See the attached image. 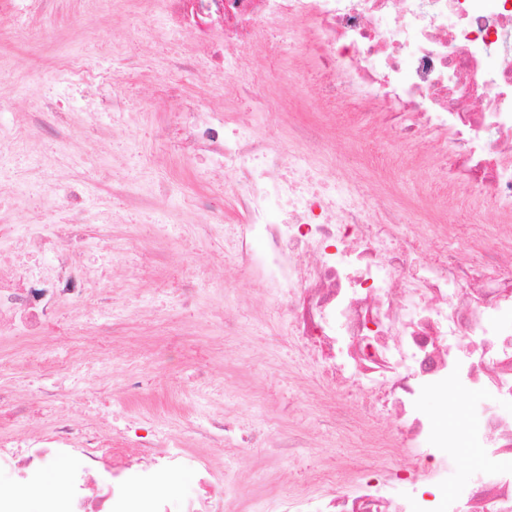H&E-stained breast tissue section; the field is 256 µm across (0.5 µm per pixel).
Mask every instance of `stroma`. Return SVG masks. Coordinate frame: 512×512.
<instances>
[{"instance_id": "35a3bbf8", "label": "stroma", "mask_w": 512, "mask_h": 512, "mask_svg": "<svg viewBox=\"0 0 512 512\" xmlns=\"http://www.w3.org/2000/svg\"><path fill=\"white\" fill-rule=\"evenodd\" d=\"M188 40L186 32L164 25L159 8L146 7L142 0H97L92 6L86 0H69L32 18L12 15L0 0V113L40 111L54 91L51 75L46 71L24 78L27 63L38 58L47 67L67 53L79 55L92 69L120 77L127 97L138 101L145 95L139 72L161 67ZM316 80L312 72L288 82L268 79L265 94L276 112L255 117L256 128L271 139L286 138L288 127L278 113L282 107L292 108L298 121L335 127L327 157L330 168L354 178L370 195L387 185L401 200L422 205L423 215L398 225L397 232L415 235L423 260L433 259L445 246L450 225L495 223L491 195L450 210L423 197V184L446 167L437 150H430L420 165L385 171L381 159L391 148L389 139L364 142L342 131V119L318 109L307 96V85ZM157 118V113L139 112L133 123L117 131L111 116L100 113L97 132H105V139L97 140V132L84 134L68 166L72 178L87 190L84 221L110 227L106 252L112 300L92 309L65 304L59 323L80 320L93 331L120 317L133 326L137 338L112 335L106 361L67 379L49 371L36 382L30 376L31 363L45 354L69 356L71 347L56 346L49 332L37 338L0 337V358L11 363L0 382L11 385L18 399L31 398L40 384L63 394L45 408L42 421L28 430L13 429V436L45 430L61 417L81 423L95 410L114 425L138 420L178 433L188 446L195 444L196 430L212 420L243 426L258 439L236 454L231 476L239 494L233 512H257L275 496L316 491L313 475L319 467L351 462L367 467L380 448L388 449L389 466H420L423 449L397 448L387 413L344 430L328 427L333 394L300 358L286 318L259 290L254 274L236 268L224 243L223 225L212 223L206 211L184 206V196L211 195L218 185L185 159L162 154L152 135ZM160 183L170 184L173 191L149 207L130 205L113 193L114 187L124 186L146 194ZM116 212L123 215V223H113ZM189 281L195 288L196 310L191 314L174 295ZM228 318L234 322L229 332L224 329ZM174 342L180 345V357L165 362L163 354ZM131 356L150 378L137 398L123 392ZM270 420L304 435L310 452L268 456L259 436Z\"/></svg>"}]
</instances>
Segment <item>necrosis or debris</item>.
I'll use <instances>...</instances> for the list:
<instances>
[{"instance_id": "1", "label": "necrosis or debris", "mask_w": 512, "mask_h": 512, "mask_svg": "<svg viewBox=\"0 0 512 512\" xmlns=\"http://www.w3.org/2000/svg\"><path fill=\"white\" fill-rule=\"evenodd\" d=\"M160 5L171 26L188 31L190 48L161 70L141 73L149 106L163 112L155 140L174 152L210 162L224 177L235 218L224 221L221 197L190 198L209 211L241 269L259 273L274 308L286 315L306 360L336 391L332 426L344 428L366 411L365 397L382 401L397 422L402 447L444 448L466 437L481 452L475 471L448 487L447 461L433 458L424 477L383 463L370 466L356 489L346 473L320 470L316 494H297L276 512H512V0H146ZM297 22L288 38L269 29ZM261 52L280 78L312 64L319 81L310 95L327 112L358 123L369 141L396 140L392 166L437 145L453 171L437 177L431 194L453 206L473 190H489L496 223L475 224L481 252L462 257L442 250L430 264L415 263L410 238L394 225L407 214L383 197H369L345 176L328 178L326 136L316 125L289 123L287 139L273 140L233 121L201 96L188 94L181 75L202 69L215 84L251 96L253 111L269 100L234 66L242 49ZM71 87H111L98 109H127L120 83L86 67L78 56L55 64ZM57 126L60 153L74 132L57 99L33 117H17L16 139ZM40 192L74 211L68 228L50 213L22 227L0 225V333L40 336L67 303L103 299L105 270L82 253L57 248L75 238L104 243L103 228L78 219L79 183L47 179ZM459 387L483 394L463 428L438 429L421 409L432 394ZM184 447L173 434L132 424L117 431L94 425L53 424L25 446L0 435V512H28L29 496L57 460L69 462L62 494L41 512H213L230 483L227 464ZM195 493L158 494L176 478ZM408 489L394 503L385 490Z\"/></svg>"}]
</instances>
